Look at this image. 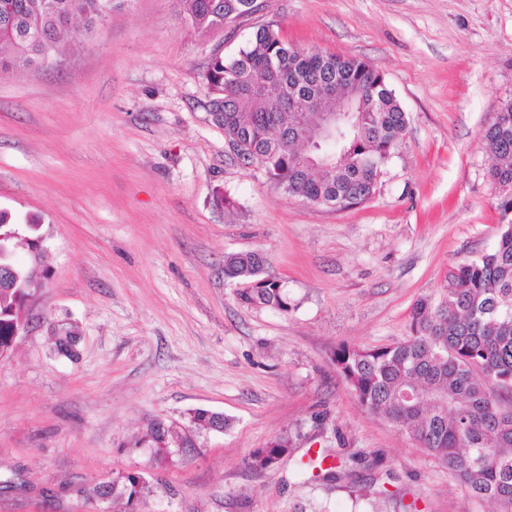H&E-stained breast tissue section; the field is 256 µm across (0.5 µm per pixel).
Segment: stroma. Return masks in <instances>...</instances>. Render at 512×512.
<instances>
[{"label": "stroma", "mask_w": 512, "mask_h": 512, "mask_svg": "<svg viewBox=\"0 0 512 512\" xmlns=\"http://www.w3.org/2000/svg\"><path fill=\"white\" fill-rule=\"evenodd\" d=\"M257 2L233 32L197 35L176 0H131L52 63L0 77V211L47 238L29 329L0 360V512H107L96 487L128 471L153 486L136 512H496L362 407L332 355L403 340L414 302L494 247L483 134L512 102V0ZM268 22L369 63L409 115L357 208L275 189L211 120V58ZM255 250L289 311L225 277V255ZM195 408L225 431L192 430L167 464L136 446ZM281 434L292 454L250 470ZM311 448L343 458L337 478L299 470Z\"/></svg>", "instance_id": "stroma-1"}]
</instances>
